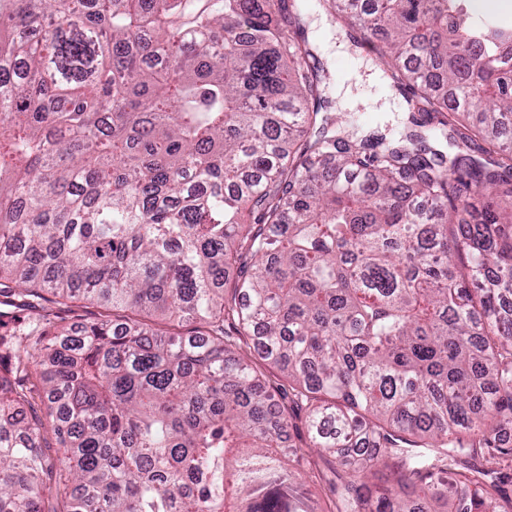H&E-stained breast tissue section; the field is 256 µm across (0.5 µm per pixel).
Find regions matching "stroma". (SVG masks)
Returning <instances> with one entry per match:
<instances>
[{
    "mask_svg": "<svg viewBox=\"0 0 512 512\" xmlns=\"http://www.w3.org/2000/svg\"><path fill=\"white\" fill-rule=\"evenodd\" d=\"M303 3L309 41L328 75L327 113L339 122H351L363 128H397L405 104L376 65L374 47H362L350 55L337 54L338 31L331 24L322 0H303ZM102 313L99 305L82 299L64 305L47 301L32 311L41 330L49 334L64 327L78 329ZM11 380L27 398L24 405L27 416L40 417L44 424L41 454L46 467L58 470L63 450L50 426L41 381L21 372L13 373ZM303 470L304 489L315 512H329L332 503L323 479L327 471L324 457L316 449H306Z\"/></svg>",
    "mask_w": 512,
    "mask_h": 512,
    "instance_id": "35a3bbf8",
    "label": "stroma"
}]
</instances>
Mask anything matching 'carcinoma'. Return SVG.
<instances>
[{
    "mask_svg": "<svg viewBox=\"0 0 512 512\" xmlns=\"http://www.w3.org/2000/svg\"><path fill=\"white\" fill-rule=\"evenodd\" d=\"M327 10L398 135L322 112L300 0H0V296L131 313L25 334L67 483L0 373V512H314L300 422L333 512H512V22ZM250 340L247 336L242 337V341L238 342V345L240 347L239 352L242 356L249 357L252 366L255 368V370L260 375V378H262L263 381L266 382V384L270 387H278L288 389V384L285 381V379L282 377L281 373L273 368L267 365L264 361L259 359L253 352L252 344L251 349H249Z\"/></svg>",
    "mask_w": 512,
    "mask_h": 512,
    "instance_id": "carcinoma-1",
    "label": "carcinoma"
}]
</instances>
